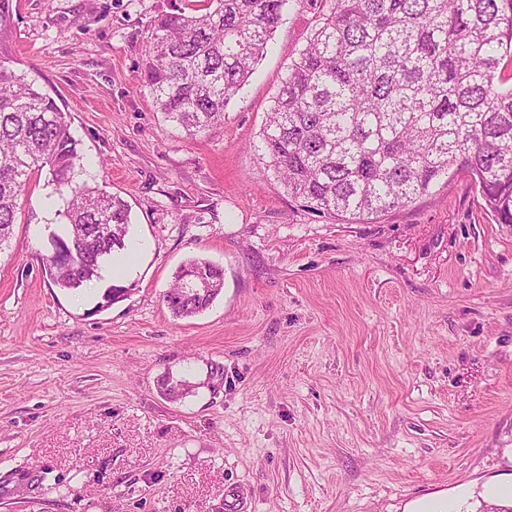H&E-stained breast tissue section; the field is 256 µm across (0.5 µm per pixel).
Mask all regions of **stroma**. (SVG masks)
Segmentation results:
<instances>
[{"instance_id": "stroma-1", "label": "stroma", "mask_w": 512, "mask_h": 512, "mask_svg": "<svg viewBox=\"0 0 512 512\" xmlns=\"http://www.w3.org/2000/svg\"><path fill=\"white\" fill-rule=\"evenodd\" d=\"M170 5L15 0L9 51L141 252L119 302L55 287L65 202L33 176L0 246V512H485L512 484V226L462 176L351 224L262 177L326 0H292L223 124L188 137L139 78ZM191 257L224 287L177 318L163 295Z\"/></svg>"}]
</instances>
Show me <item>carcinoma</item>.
I'll return each mask as SVG.
<instances>
[{
    "label": "carcinoma",
    "instance_id": "cac0c4a2",
    "mask_svg": "<svg viewBox=\"0 0 512 512\" xmlns=\"http://www.w3.org/2000/svg\"><path fill=\"white\" fill-rule=\"evenodd\" d=\"M292 0L171 5L151 24L142 85L190 136L224 122ZM288 67L260 132L288 194L353 222L406 207L462 173L498 224L512 225V0H330ZM13 0H0V245L41 171L66 202L47 279L77 290L125 248L128 203L78 182L77 140L54 97L4 65ZM205 281L184 287L182 271ZM222 269L192 258L164 295L175 317L207 309Z\"/></svg>",
    "mask_w": 512,
    "mask_h": 512
}]
</instances>
